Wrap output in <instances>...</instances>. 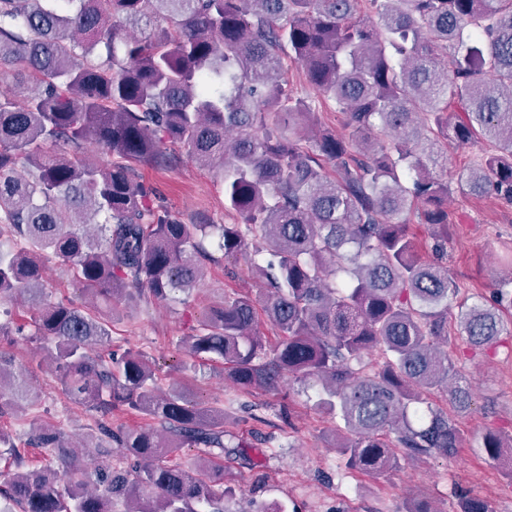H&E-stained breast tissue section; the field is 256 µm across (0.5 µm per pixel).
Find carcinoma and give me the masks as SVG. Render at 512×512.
Instances as JSON below:
<instances>
[{
	"instance_id": "cac0c4a2",
	"label": "carcinoma",
	"mask_w": 512,
	"mask_h": 512,
	"mask_svg": "<svg viewBox=\"0 0 512 512\" xmlns=\"http://www.w3.org/2000/svg\"><path fill=\"white\" fill-rule=\"evenodd\" d=\"M0 0V299L32 310V335L68 398L103 416L87 469L58 429L32 425L22 446L0 431L17 467L26 450L46 463L12 473L0 512H224L234 494L215 460L245 454L224 412L175 390L157 395L140 351L96 348L108 325L43 288L57 259L105 302L168 300L201 280L202 241L246 256L268 289L226 293L182 339L198 361L221 360L244 388L283 376L320 387L316 406L336 420L346 466L384 475L416 455L461 447L452 413L472 385L448 357V308L458 294L443 262L448 196L493 194L512 204V0ZM318 97L335 102L351 138L319 124L293 94L283 57ZM494 143L456 185L434 173L448 140ZM69 153L47 156V145ZM119 156L108 167L87 146ZM213 169L236 224H182L153 206L133 165L162 167L170 149ZM333 165L328 174L325 164ZM418 208L437 241L421 255L406 215ZM264 315L279 335L268 344ZM458 337L480 349L506 331L499 309L456 315ZM375 358L378 369L362 366ZM450 409L427 404L435 391ZM33 392L0 351V417ZM426 405L427 412L419 413ZM149 416L166 436L112 427L114 409ZM395 441H390V435ZM181 448L207 456L169 463ZM119 463H112L113 457ZM460 512H493L478 497Z\"/></svg>"
}]
</instances>
